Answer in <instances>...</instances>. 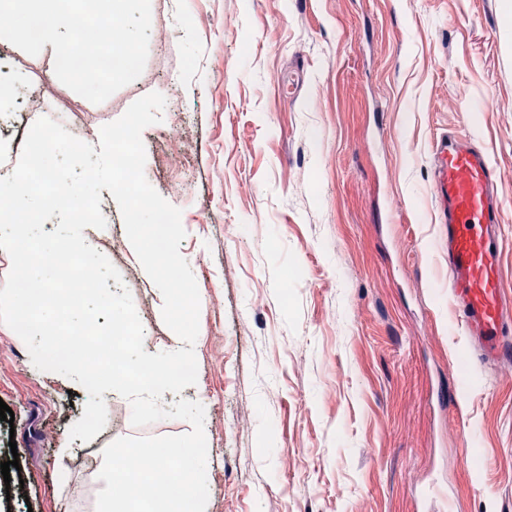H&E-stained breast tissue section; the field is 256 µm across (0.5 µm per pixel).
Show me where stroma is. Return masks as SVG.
Segmentation results:
<instances>
[{
    "instance_id": "obj_1",
    "label": "stroma",
    "mask_w": 512,
    "mask_h": 512,
    "mask_svg": "<svg viewBox=\"0 0 512 512\" xmlns=\"http://www.w3.org/2000/svg\"><path fill=\"white\" fill-rule=\"evenodd\" d=\"M506 0H151L143 73L94 104L54 55L0 43V113L81 114L98 139L162 94L145 177L180 209L200 295L198 375L150 415L91 381L38 370L0 331V463L22 494L0 512H92V464L209 421L208 512H512V364L475 369L451 326L429 194L441 135L501 173L512 287V14ZM99 250L149 344L175 324L109 190ZM81 436L74 454L57 444Z\"/></svg>"
}]
</instances>
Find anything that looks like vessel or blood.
<instances>
[{
    "label": "vessel or blood",
    "instance_id": "obj_1",
    "mask_svg": "<svg viewBox=\"0 0 512 512\" xmlns=\"http://www.w3.org/2000/svg\"><path fill=\"white\" fill-rule=\"evenodd\" d=\"M438 242L448 257V286L472 360L512 361V299L500 267L501 174L481 147L443 138L432 152Z\"/></svg>",
    "mask_w": 512,
    "mask_h": 512
}]
</instances>
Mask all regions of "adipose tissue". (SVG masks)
Instances as JSON below:
<instances>
[{
	"mask_svg": "<svg viewBox=\"0 0 512 512\" xmlns=\"http://www.w3.org/2000/svg\"><path fill=\"white\" fill-rule=\"evenodd\" d=\"M194 349V336L184 333L175 334L159 354L138 340L123 344L125 369L101 366L103 381L89 402V417L102 415L116 393L128 398L138 413L151 412L159 402L179 396L182 384L160 386L156 380L190 359ZM206 435L205 422H198L194 437L169 443L147 468L116 466L103 459L98 470L102 488L93 512H207V472L185 462Z\"/></svg>",
	"mask_w": 512,
	"mask_h": 512,
	"instance_id": "adipose-tissue-1",
	"label": "adipose tissue"
}]
</instances>
